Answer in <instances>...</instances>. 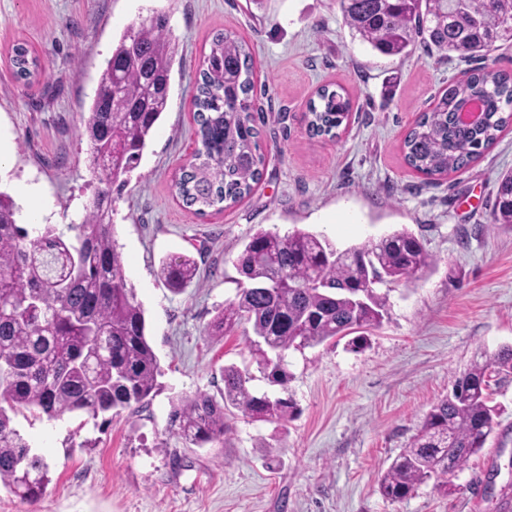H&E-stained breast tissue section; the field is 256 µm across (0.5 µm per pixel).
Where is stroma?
<instances>
[{"instance_id": "1", "label": "stroma", "mask_w": 512, "mask_h": 512, "mask_svg": "<svg viewBox=\"0 0 512 512\" xmlns=\"http://www.w3.org/2000/svg\"><path fill=\"white\" fill-rule=\"evenodd\" d=\"M156 12L167 15L176 50L169 106L115 199L113 238L161 373L146 407L105 425L17 415L50 483L33 504L0 487V512H512V376L502 374L490 381L497 426L481 454L449 473L448 490L433 478L400 501L379 491L470 362L512 346V230L489 221L498 177L512 169V126L439 180L410 168L401 149L450 79L512 70V46L473 59L386 56L352 37L338 0H0V138L12 155L0 190L39 184L47 223L81 222L93 194L82 116L120 37ZM219 32L252 52L266 164L248 197L201 217L172 184L196 148L192 88ZM18 42L41 63L28 84L10 66ZM322 85L352 100L333 139L307 131L306 105ZM260 230L310 232L341 250L407 232L434 264L390 285L388 314L363 350L341 339L289 351L282 387L242 330L207 333L235 297L237 258ZM177 253L200 271L179 294L160 277ZM228 366L254 392L292 399L296 415L277 424L236 411L223 442L186 446L169 426L173 406L198 391L221 398Z\"/></svg>"}]
</instances>
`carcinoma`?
Masks as SVG:
<instances>
[{"mask_svg": "<svg viewBox=\"0 0 512 512\" xmlns=\"http://www.w3.org/2000/svg\"><path fill=\"white\" fill-rule=\"evenodd\" d=\"M352 37L389 56L433 48L446 56L488 52L512 42V0H339ZM175 47L166 16L156 15L126 31L112 49L80 136L89 143L90 169L106 189L95 193L76 241L47 224L30 236L17 223L19 207L0 191V486L32 503L46 491L48 465L30 454L12 426L23 410L56 419L83 412L96 419L140 407L156 387L158 357L146 337L143 310L127 288L124 260L112 235V186L135 170L147 140L168 108ZM16 79L38 76L40 64L24 43L13 45ZM193 87L194 161L180 169L174 186L182 204L204 216L236 204L262 175L265 156L253 116V62L244 44L218 33ZM479 98L486 115L478 127H461L454 113ZM512 72L479 69L453 79L434 109L424 113L403 141L406 162L428 176L460 171L480 157L512 124ZM351 110L350 99L323 87L308 104L313 137L336 136ZM490 223L512 230V170L499 176ZM434 264L408 233L370 238L345 251L315 234L281 236L260 230L238 258L242 276L236 297L208 327L223 336L241 325L267 379L287 384L286 352L364 333L381 326L387 295L375 285L407 280ZM168 288L178 293L197 275L196 261L172 255L161 266ZM512 374V346L474 360L451 395L434 405L408 446L379 480L392 501L408 497L431 478L460 470L486 444L496 425L489 405V370ZM236 367L224 368L218 402L197 392L173 407L170 427L188 445L223 442L232 407L256 421L279 422L294 410L290 399L258 396Z\"/></svg>", "mask_w": 512, "mask_h": 512, "instance_id": "obj_1", "label": "carcinoma"}]
</instances>
